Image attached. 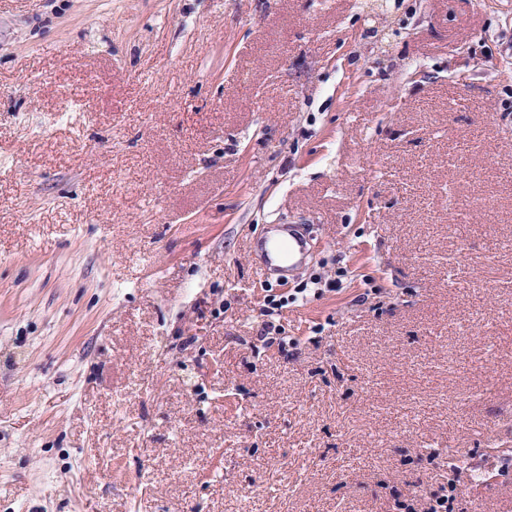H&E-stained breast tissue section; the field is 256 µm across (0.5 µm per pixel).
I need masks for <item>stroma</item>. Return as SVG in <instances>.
Here are the masks:
<instances>
[{"label":"stroma","instance_id":"1","mask_svg":"<svg viewBox=\"0 0 512 512\" xmlns=\"http://www.w3.org/2000/svg\"><path fill=\"white\" fill-rule=\"evenodd\" d=\"M365 2L0 0V512H512V0ZM290 224L282 228L288 234V250L282 245L276 247L275 253L272 251H266L264 255L263 263L264 267L268 270L275 271H286L285 267L281 264L288 259V271L292 270L299 262L307 256L308 239L303 233L302 229L297 226H291ZM287 307L288 295L270 294L265 297L264 304L260 309L261 316L267 317L262 324L260 332L261 340L268 347L277 343L279 350L285 355H288V345H295L296 341L294 339H289L288 341V336H281L286 334L285 328L282 324H275V319L276 317H280L282 309Z\"/></svg>","mask_w":512,"mask_h":512}]
</instances>
